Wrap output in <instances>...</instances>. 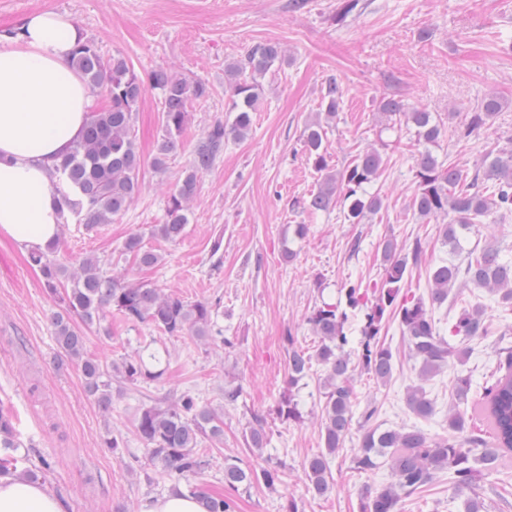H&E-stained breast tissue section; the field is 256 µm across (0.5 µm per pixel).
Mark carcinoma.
Masks as SVG:
<instances>
[{
  "mask_svg": "<svg viewBox=\"0 0 512 512\" xmlns=\"http://www.w3.org/2000/svg\"><path fill=\"white\" fill-rule=\"evenodd\" d=\"M359 7V0H342L336 23H345L358 13ZM285 61L283 49L268 42L251 47L240 60L228 65L227 111L235 113V117L230 122H214L197 141L191 165L169 195L166 220L154 225L153 236L169 243L182 238L188 224L189 204L196 194L198 174L209 170L220 159L224 142L245 137L251 126L250 112L263 94L262 79L275 64ZM69 64L85 80L95 107L83 137L57 167V172L66 177V188L58 192L62 205L78 220L90 226L108 224L122 215L142 190L141 158L132 133L142 98L150 90L160 94L162 135L151 166L163 172L191 121V102L206 97L209 88L201 80L183 77L162 66L138 73L119 56L104 59L88 39L76 45ZM342 96L341 85L335 79L330 80L322 100L325 119L336 118ZM501 108L496 96H487L481 111L472 113L468 124L455 131L456 137L468 138L493 120ZM379 109L387 118L415 127V137L422 150L414 155L417 189L412 207L423 218L451 216L450 222L444 225L443 239L452 249H458V231L468 232L492 214L512 213V149L487 151L481 167L468 177L456 165H447L433 155L432 148L439 143L443 124L431 113L395 97L382 99ZM325 135L319 121L306 129L304 153L321 178L306 208L325 211L341 196L348 201L345 220L362 224L382 206L379 196L369 195L364 189V185L379 176L382 154L368 148L342 168L332 170L323 145ZM54 249L56 246L52 245L46 251L33 252L30 261L39 267L45 287L58 297L64 309L52 317L57 345L77 365L85 392L103 411L112 407V383L158 382L165 369L152 370L147 365L148 359L160 363L149 344L119 363L104 364L87 353L85 338L74 327L72 318L77 317L90 326L115 312L127 323L149 324L167 336L191 335L197 339L212 336L216 305L206 301L187 302L163 293L148 281L109 274L92 258L84 259L77 271L69 274L49 258V252ZM124 250L142 268H152L160 261V255L146 247L139 235L128 237ZM421 255L420 243L406 252L388 238L381 248L384 275L380 286L371 293L359 283L344 288L347 307L363 312L357 362H352L345 351L349 343L345 332L348 315L336 303L323 302L307 316L311 332L319 338L315 353L296 348L294 337H287L289 387L297 386L307 376L312 362L325 368L320 394L323 398L321 433L326 453L306 461L305 477L315 493L323 495L330 490L329 458L342 449L355 421L361 440L352 456L353 468L371 473L380 467L382 458L389 463L393 477L386 485L366 489L359 512H400L402 501L423 491L440 473L448 474L454 498L462 499L463 512H486L484 498L480 496L481 481L498 471L500 461L512 451V345L505 344L507 333L495 341L499 345L495 372L480 393L493 436L485 437L463 408L473 380L471 374L461 371L452 380L455 405L448 413V435L444 437H434L416 425L382 430L376 423L378 408L374 405L366 406L359 416H354L351 373L360 368L381 382L391 375L392 354L381 340L389 321H398L411 356L420 361L423 377L463 363L468 350L462 343L484 340L492 334L485 309L477 304L462 307L449 328L450 336L459 338L460 343H452L436 326L432 309L448 300V290L460 275L458 265L446 263L430 272L432 288L428 299L401 294L410 266L417 264ZM465 273L473 284L501 292L502 302L512 306V263L502 261L495 245L487 243L478 252H470ZM65 274L69 275L71 287L60 292V277ZM406 402L419 418L426 419L433 414L432 403L419 387L408 391ZM276 411L288 421L301 418L298 403L290 396L281 398ZM134 423L146 446L149 462L160 468L171 481L172 489H180L184 480L185 492L198 500L204 512H235L233 499L220 493L211 494L201 483L188 482V477L202 473L210 465V460L196 448L204 441L219 442L224 436V419L215 409L198 404L190 394L175 393L162 403L142 406L135 414ZM246 440L253 448L264 447L267 437L262 418H255ZM20 447L9 415L1 411L0 475L16 469L19 458L15 452ZM278 476L277 464L256 471L238 460L224 461V484L234 491L247 490L260 481L272 487Z\"/></svg>",
  "mask_w": 512,
  "mask_h": 512,
  "instance_id": "1",
  "label": "carcinoma"
}]
</instances>
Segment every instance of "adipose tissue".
Listing matches in <instances>:
<instances>
[{"instance_id": "obj_1", "label": "adipose tissue", "mask_w": 512, "mask_h": 512, "mask_svg": "<svg viewBox=\"0 0 512 512\" xmlns=\"http://www.w3.org/2000/svg\"><path fill=\"white\" fill-rule=\"evenodd\" d=\"M83 38L68 17L29 14L0 31V238L21 252L45 250L66 212L51 174L84 134L94 101L69 64ZM0 512H60L42 484L0 476Z\"/></svg>"}]
</instances>
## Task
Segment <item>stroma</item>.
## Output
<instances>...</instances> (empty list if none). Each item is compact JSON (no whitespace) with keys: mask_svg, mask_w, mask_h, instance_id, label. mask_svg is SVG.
<instances>
[{"mask_svg":"<svg viewBox=\"0 0 512 512\" xmlns=\"http://www.w3.org/2000/svg\"><path fill=\"white\" fill-rule=\"evenodd\" d=\"M364 7L348 25L335 22L339 0H307L296 10L290 0H0V27L20 22L29 12L53 10L66 15L92 40L104 58H125L136 71L158 66L204 81L207 97L192 101V121L165 172L142 171L138 198L112 223L92 227L69 217L53 258L74 268L88 257L109 264L128 278L146 280L183 300L217 304L215 330L221 344H204L185 335L168 337L147 324L112 318L110 329L85 328L86 350L105 363L134 354L155 340L169 358L162 382L123 386L112 408L102 411L83 388L76 365L60 351L50 318L58 305L41 273L12 243L0 240V409L9 413L18 439L28 450V465L51 467L41 478L62 512H137L149 499L169 495L170 482L147 464L144 444L135 433L140 405L189 391L224 418V441L203 443L210 466L203 481L224 489V460L235 457L251 468L266 459L281 465L275 486L255 484L237 496V512H359L364 486L391 481L388 466L370 474L356 472L350 458L360 434L351 430L330 464L331 490L314 494L304 477L308 458L321 440L320 365H312L298 389L288 387L287 336L313 350L317 344L306 317L321 302H336L341 288L359 282L373 288L383 279L381 245L394 239L404 249L421 242L423 255L411 267L403 290L427 296L428 274L441 261L485 243L512 259V214L488 218L491 232L464 234L458 254L441 235L443 218L419 219L412 207L417 189L413 156L419 149L410 126L390 128L379 101L395 96L431 112L447 133L434 153L472 173L494 147H512V0H362ZM260 42L279 44L283 65L263 79L261 104L244 139L229 140L220 160L197 179L184 237L176 243L153 238L163 223L167 191L184 175L194 147L215 121L232 120L224 94L225 68ZM344 90L335 122L326 130L330 165L341 168L362 150L379 149L384 166L367 187L382 200L365 223L345 221L344 202L311 213L295 200L316 192L320 176L303 153V133L317 120L329 79ZM502 110L470 138L454 135L469 122L488 95ZM161 104L148 92L139 104L134 135L139 152L151 159L161 135ZM304 224V238L293 236ZM141 235L161 256L150 269L139 267L123 244ZM292 259H284L285 250ZM488 288L455 285L447 303L434 308L441 331H448L460 307L483 303L499 327H512V315L499 307ZM382 341L393 353L389 381L380 385L356 370L351 382L357 408L375 403L386 428L421 424L434 436L448 432L451 369L419 381L397 321ZM240 384L236 403L224 400L227 382ZM422 384L434 404L429 421L417 422L405 403L408 387ZM293 393L301 422L275 414L284 393ZM265 420L268 443L249 447L245 433L255 417ZM119 442L109 449V438Z\"/></svg>","mask_w":512,"mask_h":512,"instance_id":"35a3bbf8","label":"stroma"}]
</instances>
